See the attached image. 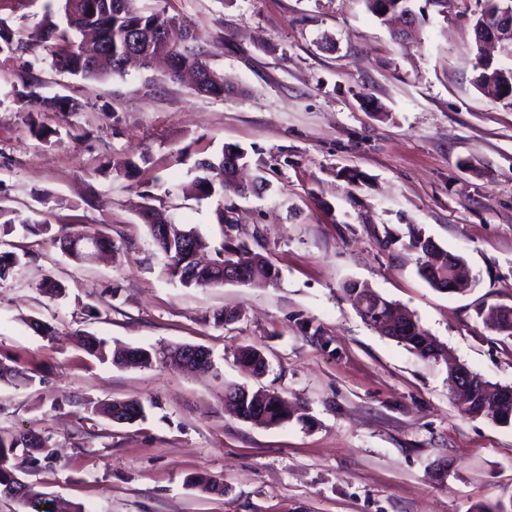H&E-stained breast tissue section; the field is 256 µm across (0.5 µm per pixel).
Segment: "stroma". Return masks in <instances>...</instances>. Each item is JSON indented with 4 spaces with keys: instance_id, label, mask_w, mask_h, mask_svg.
<instances>
[{
    "instance_id": "stroma-1",
    "label": "stroma",
    "mask_w": 512,
    "mask_h": 512,
    "mask_svg": "<svg viewBox=\"0 0 512 512\" xmlns=\"http://www.w3.org/2000/svg\"><path fill=\"white\" fill-rule=\"evenodd\" d=\"M138 4L182 19L230 94L200 96L160 63L106 80L58 72L38 30L57 0H0L25 43L0 53V208L18 218L0 226V251L20 258L0 278V364L19 373L0 381V434L57 445L20 480L65 512H478L512 499V425L462 413L446 366L382 336L345 292L368 285L471 371L512 385V338L480 317L512 307V110L475 85L480 0H412L401 39L365 0ZM26 82L80 107L26 104ZM228 146L265 189L190 193L197 161ZM146 202L196 229L208 257L227 242L267 257L275 281L183 286L140 217ZM69 227L111 250L74 261L53 239ZM417 232L467 261L466 292L418 275ZM48 277L63 296L41 291ZM87 334L200 345L214 366L118 367L83 350ZM248 346L270 363L262 377L235 359ZM230 384L276 393L296 415L242 421L224 407ZM132 398L145 419L93 413ZM200 475L223 494L193 487Z\"/></svg>"
}]
</instances>
